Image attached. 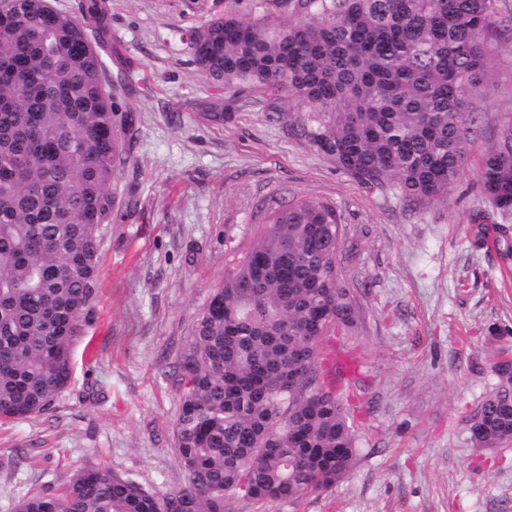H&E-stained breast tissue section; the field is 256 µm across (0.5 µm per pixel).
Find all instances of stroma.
<instances>
[{
    "label": "stroma",
    "mask_w": 512,
    "mask_h": 512,
    "mask_svg": "<svg viewBox=\"0 0 512 512\" xmlns=\"http://www.w3.org/2000/svg\"><path fill=\"white\" fill-rule=\"evenodd\" d=\"M106 3L107 75L131 81L138 129L112 185L122 217L102 227L94 318L69 385L47 413L0 425V512L92 467L151 493L184 484L172 367L268 212L302 196L341 216L338 262L360 322L330 345L357 367L348 412L360 452L326 492L240 499L234 512H512V444L477 448L468 431L496 381L493 363L512 357V335L489 333L512 328V255L471 245L474 216L492 210L476 185L479 163L512 118V41L493 52L494 96L471 99L468 168L447 200L415 210L291 132L286 101L248 95L231 119L211 118L225 90L196 64L190 34L227 12L288 18L290 0Z\"/></svg>",
    "instance_id": "obj_1"
}]
</instances>
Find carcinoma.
Returning a JSON list of instances; mask_svg holds the SVG:
<instances>
[{"label": "carcinoma", "instance_id": "1", "mask_svg": "<svg viewBox=\"0 0 512 512\" xmlns=\"http://www.w3.org/2000/svg\"><path fill=\"white\" fill-rule=\"evenodd\" d=\"M507 0H294L286 20L224 15L194 31L200 68L229 96L286 98L314 113L300 135L370 189L421 209L447 199L469 162L468 103L490 97L497 21ZM105 0L79 14L13 0L0 14V421L48 411L68 385L96 296L99 229L112 223L116 172L134 117L102 90ZM478 185L512 217V119L484 153ZM336 207L296 198L273 211L214 288L172 379L186 472L150 493L108 469L57 493L31 490L17 512H231L239 499L299 500L334 487L358 440L323 345L358 324L338 266ZM469 419L479 448L512 443V359Z\"/></svg>", "mask_w": 512, "mask_h": 512}]
</instances>
